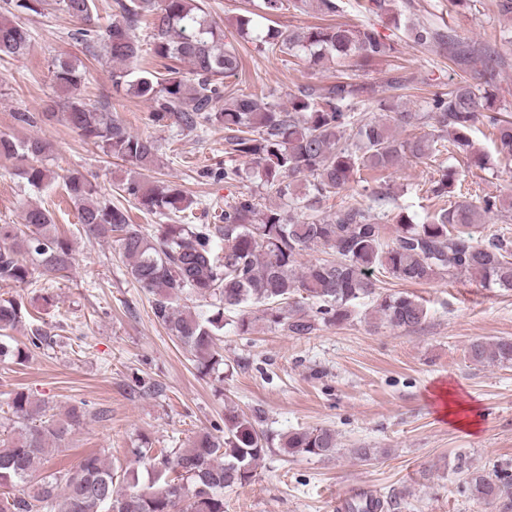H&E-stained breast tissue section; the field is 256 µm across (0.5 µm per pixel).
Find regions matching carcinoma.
I'll return each mask as SVG.
<instances>
[{
  "mask_svg": "<svg viewBox=\"0 0 512 512\" xmlns=\"http://www.w3.org/2000/svg\"><path fill=\"white\" fill-rule=\"evenodd\" d=\"M308 0H259L260 17L268 20L290 5L303 9ZM79 27L73 33L89 53L102 48L111 64L112 88L150 103L151 120L180 131L221 124L225 141L248 159L245 167L224 164L203 176L228 186L258 181L292 206H265L254 191H240L224 201L217 224H159L152 237L131 223L129 212L99 195L96 183L76 171L65 177L67 194L79 205L78 219L87 235L119 242L130 274L152 296L155 321L175 336L205 374H223L224 356L218 337L232 326L247 334L255 319L247 307H261L269 326L292 336H308L325 326L352 319L357 304L368 300L375 318L391 328L421 324L428 311L405 292L383 293L377 276L421 283L436 278H465L512 290V240L476 237L486 217L512 208V201L485 196L467 199L457 171L442 166L427 193L446 203L423 224L389 209V193L374 190L365 207L346 206L331 219L315 215L323 202L350 182H368L377 172L397 168L404 159H424L444 152L462 155L482 168L486 155L474 147L470 133L479 121L493 130L496 151L512 160V121L495 111L490 94L464 82L435 94L425 111L401 101L383 105L385 119H365L355 112L366 88L342 77L325 87L306 86L279 107L268 96L241 93L224 97L225 80L237 75L239 58L224 42L217 22L198 0H115L116 13L105 27L93 23L95 0H59ZM43 0H3L6 13L40 11ZM149 30L148 46L162 70H138L133 62L143 52L136 36ZM416 46L434 44L448 50L454 63L480 62L484 84L491 85L500 61L487 47H460L441 29L425 24L408 28ZM259 48L302 54L316 64L325 55L357 57L363 62L392 51L371 24L325 25L300 29L267 26L255 31ZM31 46L23 26L0 20V58H20ZM189 64L190 76L168 65ZM51 80L63 98L61 118L104 155L130 167L121 192L140 209L168 218L188 214L199 203L172 186L141 177L157 166L158 146L132 134L106 107H93L79 95L83 81L78 59L60 55ZM432 127L434 132L398 139L392 127ZM0 153L20 162L17 176L41 189L54 179L44 165L48 143H18L0 134ZM26 231L0 224V282L25 284L34 273L55 276L72 266V248L55 228L51 212L41 206L25 210ZM321 245L329 259L298 268L307 249ZM188 296L206 301L205 308L180 305ZM227 312L236 319L224 318ZM22 304L0 299V362H23L29 347L53 343L40 327L31 329L29 345L10 332L23 322ZM475 364L512 362V338L469 345ZM12 433L0 440V512H224V489L249 482L270 440L250 418L228 408L224 438L201 431L184 448L155 451L148 442L128 449L132 461L149 460L153 476L140 486L138 471L122 478L104 459L91 453L70 469L40 474L52 449L66 445L80 427L87 409L73 406L64 414L31 400L22 391L8 403ZM278 448L289 456L327 457L338 451L336 432L316 427L280 435ZM471 497L499 504L512 512V475L494 478L478 472L469 482Z\"/></svg>",
  "mask_w": 512,
  "mask_h": 512,
  "instance_id": "1",
  "label": "carcinoma"
}]
</instances>
